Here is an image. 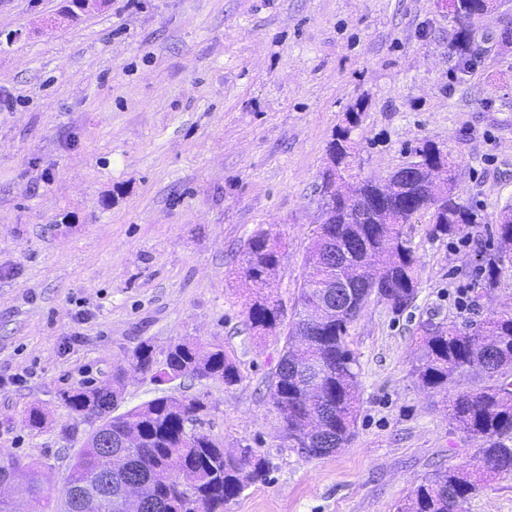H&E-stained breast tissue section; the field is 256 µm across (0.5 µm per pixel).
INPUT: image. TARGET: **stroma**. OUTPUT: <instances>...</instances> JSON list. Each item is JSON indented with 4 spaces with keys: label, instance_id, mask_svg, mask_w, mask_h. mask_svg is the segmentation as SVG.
<instances>
[{
    "label": "stroma",
    "instance_id": "obj_1",
    "mask_svg": "<svg viewBox=\"0 0 512 512\" xmlns=\"http://www.w3.org/2000/svg\"><path fill=\"white\" fill-rule=\"evenodd\" d=\"M66 0H0V452L38 463L57 512L92 425L63 392L127 368L121 410L161 393L203 399L194 431L269 463L224 512H397L434 469L476 463L479 440L418 385L422 322L458 327L512 312V268L472 289L512 203V0L476 32L489 52L461 76L455 24L437 0H108L81 20ZM358 110L360 178L385 181L431 141L460 166L484 222L404 230L418 258L413 307L370 301L348 331L360 411L350 443L289 447L270 395L320 220L335 131ZM281 261L268 293L281 322L247 323L249 237ZM181 340L223 345L239 382L157 385L131 370ZM42 429L24 420L31 408ZM461 512H512V473L488 477Z\"/></svg>",
    "mask_w": 512,
    "mask_h": 512
}]
</instances>
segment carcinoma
I'll return each instance as SVG.
<instances>
[{"label": "carcinoma", "mask_w": 512, "mask_h": 512, "mask_svg": "<svg viewBox=\"0 0 512 512\" xmlns=\"http://www.w3.org/2000/svg\"><path fill=\"white\" fill-rule=\"evenodd\" d=\"M451 13L456 25L452 51L458 71L469 73L476 43L474 19L499 7L497 0H456ZM358 115L336 131L328 151L330 164L322 175L332 187L331 223L314 230L308 273L299 288L296 332L309 342L297 347L286 339L271 381L274 404L283 423L284 439L294 448H320L329 456L348 445L359 411L356 358L346 337L363 308L343 301L346 294L386 300L397 312L413 303L418 291L417 259L404 235V225L431 211L432 233L452 235L483 223L478 210L461 200L458 164L437 144L425 142L392 179L396 186L361 180L351 188L356 158L352 132ZM494 254L484 258L480 286L495 284L502 266L512 265V203L499 213ZM280 262V246L263 230L252 235L244 250L242 276L258 288L267 285ZM252 329L264 333L280 320L279 306L258 295L247 308ZM419 364L414 369L424 388L448 390L469 379L478 368L479 384L449 399L451 418L482 441L485 474L512 472V313L494 314L469 328L427 321L419 328ZM133 367L151 374L156 383L183 375L222 379L233 385L236 364L215 344L204 348L189 340L169 348L157 363L148 343L132 355ZM123 395L121 372L112 383L62 393L76 414H90L99 426L89 434L69 466L63 512H114L113 498L126 478L151 491L141 512H224V505L244 488L266 480L268 464L245 446L228 452L211 438L188 430L206 404L193 398L162 395L121 414H114ZM124 470H112V457ZM6 473L23 486L31 501L45 500L38 469L17 457L0 461ZM480 478L459 467L437 469L416 488L397 512H453L476 492Z\"/></svg>", "instance_id": "cac0c4a2"}]
</instances>
